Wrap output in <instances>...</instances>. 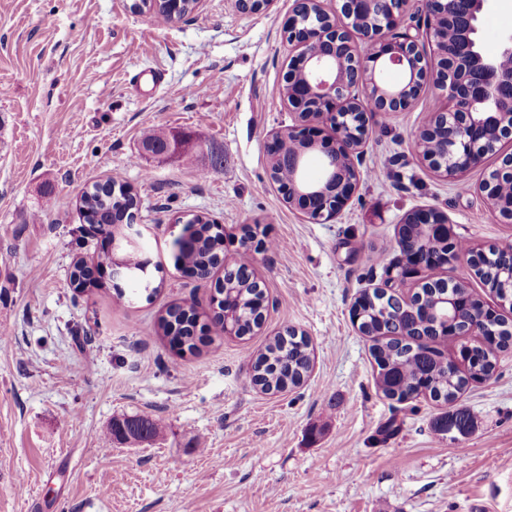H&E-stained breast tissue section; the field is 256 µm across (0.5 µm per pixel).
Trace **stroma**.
<instances>
[{
    "mask_svg": "<svg viewBox=\"0 0 512 512\" xmlns=\"http://www.w3.org/2000/svg\"><path fill=\"white\" fill-rule=\"evenodd\" d=\"M291 7L247 15L200 0L162 25L125 0H0V512H512V349L460 397L475 429L453 441L432 429L446 405L382 395L350 315L362 291L385 287L376 258H400L395 228L410 210H443L475 247L512 246V222L477 189L512 141L460 192L415 155L444 102L425 88L405 111L372 115L354 196L311 221L271 180L264 149L295 122L279 93L299 53L283 32ZM510 32L512 0H492L481 49ZM153 72L159 87L134 84ZM149 128L176 150L147 152ZM107 179L140 200L135 252L149 265L133 296L107 272L85 287L71 278L105 250L80 196ZM195 214L223 225L225 264L254 262L268 307L251 334L214 332L223 266L202 282L177 259L178 220ZM245 225L276 250L244 251ZM438 279L499 304L460 261L395 287L406 297ZM175 304L196 313L198 352L152 331ZM288 327L310 337L313 370L299 388L261 392L249 358ZM132 415L160 436L105 443Z\"/></svg>",
    "mask_w": 512,
    "mask_h": 512,
    "instance_id": "stroma-1",
    "label": "stroma"
}]
</instances>
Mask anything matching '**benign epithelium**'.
Wrapping results in <instances>:
<instances>
[{
  "label": "benign epithelium",
  "instance_id": "7a95c632",
  "mask_svg": "<svg viewBox=\"0 0 512 512\" xmlns=\"http://www.w3.org/2000/svg\"><path fill=\"white\" fill-rule=\"evenodd\" d=\"M241 13L265 11L273 0H231ZM327 10L322 0H293L284 34L289 43L302 48L283 75L281 92L297 115L288 130H276L267 139V153L275 151L290 133L299 144L288 157L294 180L280 187L284 199L314 221H330L351 199L360 180L356 162L366 144L369 115L361 96L388 112H402L431 85L444 94L447 105L431 113L430 121L416 138L419 156L434 172L459 181L479 166L486 155L484 141L492 133L512 135V71L501 59L512 57V35L503 49L490 57L478 49V26L488 0H451L460 5L443 14L454 40L440 37L437 20L430 19L426 38L437 54L432 64L426 57L419 36L397 32L409 0H332ZM462 61L458 77L448 80V56ZM386 67H397L407 76L410 94L377 81L376 74ZM322 153L329 161L314 192L300 189L309 155ZM512 177V154L502 157L479 185L491 212L504 222L512 214L500 211L496 187L503 174ZM404 224L428 227L425 250L440 251L439 238L446 234L448 215L435 208H417L402 219ZM458 297L451 292L441 298L438 320L446 332L455 330L460 314Z\"/></svg>",
  "mask_w": 512,
  "mask_h": 512
}]
</instances>
